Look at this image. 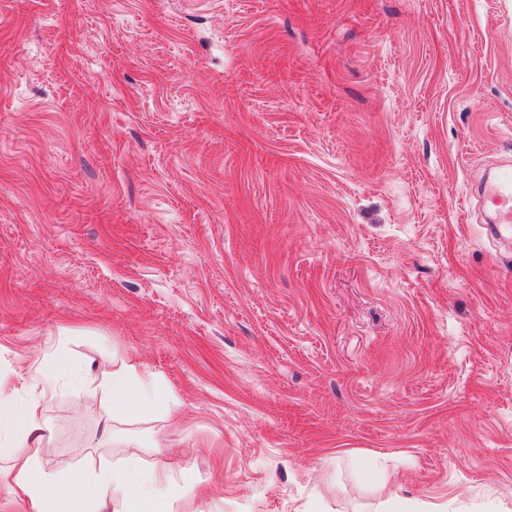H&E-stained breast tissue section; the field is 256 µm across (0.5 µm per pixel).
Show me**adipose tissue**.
<instances>
[{
	"label": "adipose tissue",
	"mask_w": 512,
	"mask_h": 512,
	"mask_svg": "<svg viewBox=\"0 0 512 512\" xmlns=\"http://www.w3.org/2000/svg\"><path fill=\"white\" fill-rule=\"evenodd\" d=\"M100 390L112 402L113 419L142 414L172 415L173 402L161 395L135 364L125 363L99 375L75 363L66 354L42 356L34 370L28 396L0 378V482L16 501L28 502L37 512H110L122 500L125 512H173L169 490L171 473L145 466L139 454L144 443L136 437L123 441L121 465L97 470L77 466L62 473L44 462L40 450L52 434L45 402L60 388Z\"/></svg>",
	"instance_id": "adipose-tissue-1"
}]
</instances>
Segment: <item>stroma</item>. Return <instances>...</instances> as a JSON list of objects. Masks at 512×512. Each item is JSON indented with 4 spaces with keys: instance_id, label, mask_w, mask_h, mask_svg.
Instances as JSON below:
<instances>
[{
    "instance_id": "35a3bbf8",
    "label": "stroma",
    "mask_w": 512,
    "mask_h": 512,
    "mask_svg": "<svg viewBox=\"0 0 512 512\" xmlns=\"http://www.w3.org/2000/svg\"><path fill=\"white\" fill-rule=\"evenodd\" d=\"M502 160L512 0H0V377L132 358L180 415L105 442L67 388L43 460L141 432L175 512H512ZM483 204L490 209L494 222L512 234V164L499 167L483 191Z\"/></svg>"
}]
</instances>
